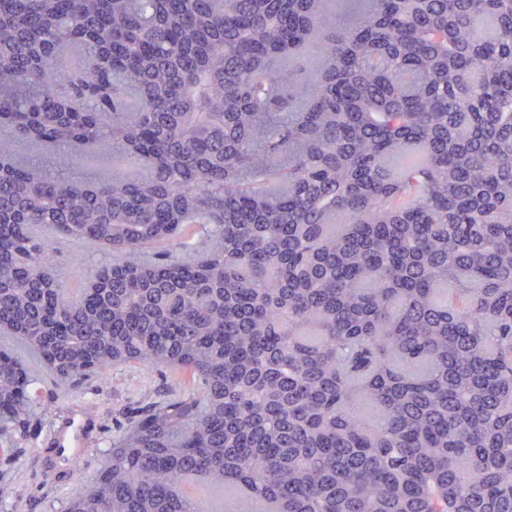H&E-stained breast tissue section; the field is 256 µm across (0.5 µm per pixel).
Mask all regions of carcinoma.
<instances>
[{"instance_id": "obj_1", "label": "carcinoma", "mask_w": 512, "mask_h": 512, "mask_svg": "<svg viewBox=\"0 0 512 512\" xmlns=\"http://www.w3.org/2000/svg\"><path fill=\"white\" fill-rule=\"evenodd\" d=\"M0 0V326L75 383L163 364L67 512H512V0ZM318 44L315 76L292 61ZM27 138L136 160L74 180ZM208 239L200 258L185 225ZM60 235L121 260L73 297ZM33 381L0 349V436ZM330 22L336 28L349 27L355 23L359 14L367 8V2L352 0H329Z\"/></svg>"}]
</instances>
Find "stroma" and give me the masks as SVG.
Instances as JSON below:
<instances>
[{"mask_svg":"<svg viewBox=\"0 0 512 512\" xmlns=\"http://www.w3.org/2000/svg\"><path fill=\"white\" fill-rule=\"evenodd\" d=\"M15 150L22 159L46 162L54 171L78 180L112 174V158L108 155L88 157L81 167L74 168L64 152L46 148L37 142L17 140ZM36 233L50 239L56 273L67 288L86 287L98 271L113 260L107 246L66 238L46 227L37 228ZM0 348L14 352L25 365L34 381L37 401L45 410L31 427L24 453L9 469L8 482L13 493L6 501L0 502V512H60L69 499L71 487L57 486L39 474L41 465L36 451L53 432L51 415L83 405L93 408L103 422L100 441L83 456L75 472L76 482L82 483L92 480L103 470L113 440L134 412L144 411L157 402L190 390L189 381L180 372L140 364L118 365L104 375L89 378L80 386L64 388L34 356L17 348L11 335L0 333Z\"/></svg>","mask_w":512,"mask_h":512,"instance_id":"35a3bbf8","label":"stroma"}]
</instances>
